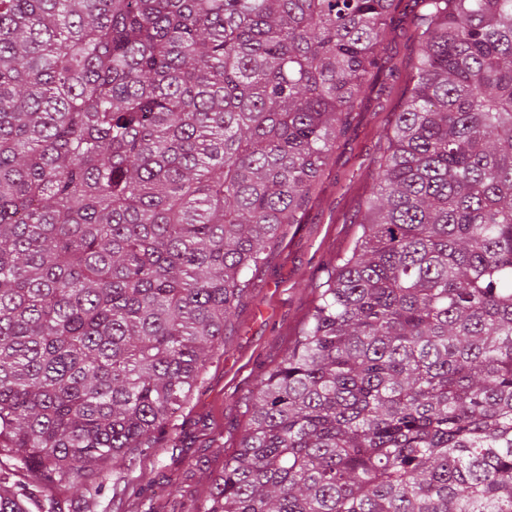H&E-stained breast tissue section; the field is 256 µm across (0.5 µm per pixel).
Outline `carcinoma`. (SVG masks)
Instances as JSON below:
<instances>
[{"label":"carcinoma","instance_id":"1","mask_svg":"<svg viewBox=\"0 0 512 512\" xmlns=\"http://www.w3.org/2000/svg\"><path fill=\"white\" fill-rule=\"evenodd\" d=\"M397 2L0 0V512L154 447ZM412 26L362 236L201 512H512V0Z\"/></svg>","mask_w":512,"mask_h":512}]
</instances>
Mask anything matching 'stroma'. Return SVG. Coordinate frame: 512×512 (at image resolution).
<instances>
[{
	"mask_svg": "<svg viewBox=\"0 0 512 512\" xmlns=\"http://www.w3.org/2000/svg\"><path fill=\"white\" fill-rule=\"evenodd\" d=\"M418 9L416 0H402L396 31L385 44V70L351 112L301 223L281 227L266 264L224 327L223 346L205 364L198 390L157 448L125 471L139 490L125 499L121 512H200L211 478L239 446L252 391L283 357L337 256L350 254L362 234L370 175L419 53L411 25ZM44 494L63 512L113 510L108 486L91 503L72 484L49 486Z\"/></svg>",
	"mask_w": 512,
	"mask_h": 512,
	"instance_id": "stroma-1",
	"label": "stroma"
}]
</instances>
